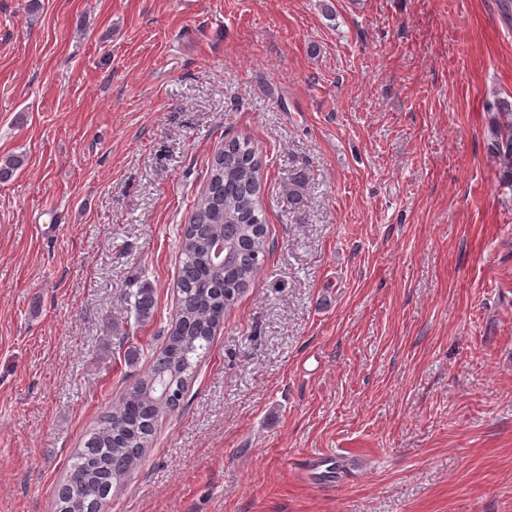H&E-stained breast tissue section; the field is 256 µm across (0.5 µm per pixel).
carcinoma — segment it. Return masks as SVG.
<instances>
[{
    "label": "carcinoma",
    "instance_id": "1",
    "mask_svg": "<svg viewBox=\"0 0 512 512\" xmlns=\"http://www.w3.org/2000/svg\"><path fill=\"white\" fill-rule=\"evenodd\" d=\"M493 108L494 157L503 185L512 188V102L500 99ZM262 183V161L247 139L226 142L211 160L206 188L182 230L179 297L163 346L144 354V370L72 454L54 512H104L152 447L159 417L180 405L195 376L193 356L207 349L224 314L263 268L269 245ZM216 236L235 247L229 266L211 259ZM131 297L136 321L148 318L153 289L144 286Z\"/></svg>",
    "mask_w": 512,
    "mask_h": 512
}]
</instances>
